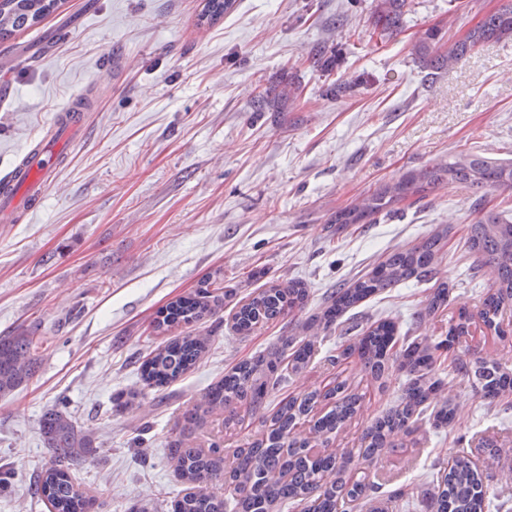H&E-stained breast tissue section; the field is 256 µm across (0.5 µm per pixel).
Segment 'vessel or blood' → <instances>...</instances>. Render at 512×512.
<instances>
[{"instance_id": "obj_1", "label": "vessel or blood", "mask_w": 512, "mask_h": 512, "mask_svg": "<svg viewBox=\"0 0 512 512\" xmlns=\"http://www.w3.org/2000/svg\"><path fill=\"white\" fill-rule=\"evenodd\" d=\"M84 113L70 103L61 113L54 138L44 141L27 163L15 165L0 178V223L15 220L17 204L32 208L46 187L48 178L61 164L74 136L80 131Z\"/></svg>"}]
</instances>
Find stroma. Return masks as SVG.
Listing matches in <instances>:
<instances>
[{
	"label": "stroma",
	"mask_w": 512,
	"mask_h": 512,
	"mask_svg": "<svg viewBox=\"0 0 512 512\" xmlns=\"http://www.w3.org/2000/svg\"><path fill=\"white\" fill-rule=\"evenodd\" d=\"M504 0H407L396 31L374 24L375 0H237L213 24L204 0H60L40 24L0 40L13 99L0 105V177L58 111L88 101L85 128L36 207L0 228V336L39 340L32 378L0 398V512H49L29 485L50 459L40 420L68 413L95 439L74 468L96 512H171L184 485L168 459L177 417L236 363L300 335L280 321L240 336L230 328L236 302L266 282L297 279L309 289L307 313L339 284L387 253L447 229L436 278L375 295L347 314L366 328L390 318L405 342L442 335L458 309L476 310L489 278L477 271L466 239L483 214L512 215V190L478 193L445 183L399 205L374 224L330 222L378 187L456 157L477 153L512 161V40L492 41L441 70L414 51L427 29L444 45L463 40ZM336 66L313 62L317 47ZM353 81L350 93L327 88ZM294 83L287 107L253 101ZM222 282L224 308L193 332L212 336L198 364L167 387L145 385L140 368L166 334L158 311L204 279ZM447 282L445 316L422 311L434 281ZM319 353L267 398L346 379L363 394L362 412L336 439L356 448L364 428L395 405L403 373L373 385L357 358L326 362L347 335L318 333ZM458 410L454 425L421 426L401 454L374 463L370 476L414 492L395 512H430L420 494L436 463L458 448L486 467V512H512V408L484 401L467 376L442 391ZM257 418L223 431L210 418L197 436L223 435L224 453L243 447Z\"/></svg>",
	"instance_id": "obj_1"
}]
</instances>
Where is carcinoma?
Returning a JSON list of instances; mask_svg holds the SVG:
<instances>
[{
	"mask_svg": "<svg viewBox=\"0 0 512 512\" xmlns=\"http://www.w3.org/2000/svg\"><path fill=\"white\" fill-rule=\"evenodd\" d=\"M236 0H206L201 17L214 23L230 12ZM406 0H377L375 26L393 31L399 25ZM55 0H0V39L32 27L54 9ZM512 37V0L483 17L466 37L443 52L431 54L442 41L441 31L431 28L415 47L425 66L450 67L469 52L491 41ZM444 182L467 184L478 190H512V162H495L480 156L455 159L435 165L419 175H407L376 189L362 202L336 212L332 224H374L397 213L396 205L409 196L422 195ZM443 235L434 233L409 250L389 253L365 275L339 285L324 299L303 329L328 331L361 302L411 278L429 280L442 248ZM469 252L478 267L493 270L477 311L458 310L448 321L444 338H427L396 349L397 327L378 320L354 336L328 361L332 364L357 357L366 376L383 386L393 372L406 375L397 404L374 417L362 434L361 448L333 445L338 434L361 412L363 394L346 380H334L322 388L282 400L272 414L265 413L271 389L283 380V372L297 373L315 359V341L289 336L281 345L251 360L237 363L212 384L199 402L185 410L175 424L176 438L168 457L178 477L188 484L175 500L172 512H226V500L208 491L222 483L233 501L232 512H276L284 504L297 512H349L364 504L369 512H392L396 503L409 496L400 488L387 495L371 480L367 466L402 447V437L419 429L424 418L439 428L451 426L456 406L446 401L431 406L444 384L435 376L442 357L469 335L470 326L480 323L486 335L500 341L512 336V219L489 212L470 225ZM309 299L299 280L271 281L239 302L231 316L232 329L248 336L256 329L286 318L298 319ZM448 282L432 289L426 313L448 309ZM224 306L222 287L203 282L192 293L177 298L161 309L155 329L171 332L215 315ZM211 337L202 334L178 336L158 347L142 365L144 381L152 387L175 382L196 365L207 352ZM37 342L33 336L0 337V396H6L34 374ZM452 372L473 377L481 398L493 403L512 397V368L497 358L460 356L451 360ZM261 419V429L252 442L238 448L232 461L224 460L223 445L212 441L204 448L195 434L213 416H224V428L242 421L240 408ZM41 433L51 458L33 481L32 494L46 501L51 512H91L94 499L82 492L72 474L74 464L96 447L93 436L65 412L51 409L42 416ZM431 512H485V475L465 454L450 466L436 467L428 492Z\"/></svg>",
	"mask_w": 512,
	"mask_h": 512,
	"instance_id": "obj_1",
	"label": "carcinoma"
}]
</instances>
